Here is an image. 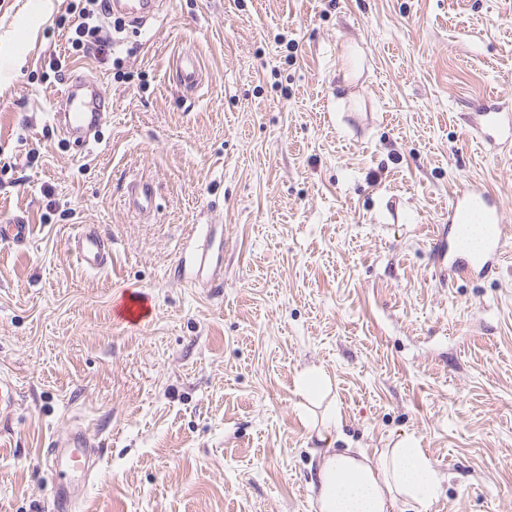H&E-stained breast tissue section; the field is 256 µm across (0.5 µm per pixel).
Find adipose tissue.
<instances>
[{
    "instance_id": "ef3b65f1",
    "label": "adipose tissue",
    "mask_w": 512,
    "mask_h": 512,
    "mask_svg": "<svg viewBox=\"0 0 512 512\" xmlns=\"http://www.w3.org/2000/svg\"><path fill=\"white\" fill-rule=\"evenodd\" d=\"M317 465L316 512H390L400 496L427 512L437 494L436 469L408 439L376 457L327 447Z\"/></svg>"
}]
</instances>
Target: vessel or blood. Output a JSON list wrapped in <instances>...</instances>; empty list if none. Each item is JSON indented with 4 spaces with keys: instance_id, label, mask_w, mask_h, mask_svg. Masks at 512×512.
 <instances>
[{
    "instance_id": "1",
    "label": "vessel or blood",
    "mask_w": 512,
    "mask_h": 512,
    "mask_svg": "<svg viewBox=\"0 0 512 512\" xmlns=\"http://www.w3.org/2000/svg\"><path fill=\"white\" fill-rule=\"evenodd\" d=\"M159 8L157 0H112V11L127 15L136 24H143L153 18ZM200 67L193 57L183 55L176 61V78L180 86L192 89L199 83ZM109 108V102L99 83L89 78H76L69 82L57 99L55 109L60 126L66 133L79 141H86L90 133L99 128ZM154 188L147 182L131 185L129 204L140 213H150ZM448 221L452 224L483 223L491 231L485 236L478 249L463 252L450 249L445 237L436 240V258L446 265L453 276L488 273L496 264L508 228L503 222V210L499 201L481 184L467 185L455 195L448 207ZM67 247L78 264L86 271L98 272L104 269L112 249L92 224L79 226L67 240ZM194 267L210 269V287H221L223 281L222 262L211 248H203L190 256ZM118 322L139 327L146 324L151 312L142 300L132 298L121 301L112 308ZM99 443L88 427L75 423L65 434L52 439L47 448L41 449L40 456L45 466L55 470L86 473L90 459L95 455Z\"/></svg>"
}]
</instances>
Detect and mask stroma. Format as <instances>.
<instances>
[{
    "mask_svg": "<svg viewBox=\"0 0 512 512\" xmlns=\"http://www.w3.org/2000/svg\"><path fill=\"white\" fill-rule=\"evenodd\" d=\"M70 5L0 0V225L31 226L0 243V512H52L38 454L73 421L100 441L80 512H315L313 368L333 447L416 439L429 512H512V236L469 278L432 247L473 182L512 226V139L477 114L512 113V0H160L141 28L106 18L107 61L71 49ZM78 76L112 101L88 151L51 120ZM80 224L110 269L77 265ZM197 224L224 228L222 287L178 279ZM132 295L138 330L112 315ZM200 67L193 57L179 56L176 61V78L180 86L186 89L195 88L199 83ZM154 188L148 182H134L131 184L129 205L142 214H149L152 207ZM67 247L78 264L88 272H99L111 260L112 248L94 224H82L67 239ZM330 391V381L325 373L319 370H308L300 375L298 393L304 400L311 403L321 402Z\"/></svg>",
    "mask_w": 512,
    "mask_h": 512,
    "instance_id": "obj_1",
    "label": "stroma"
}]
</instances>
